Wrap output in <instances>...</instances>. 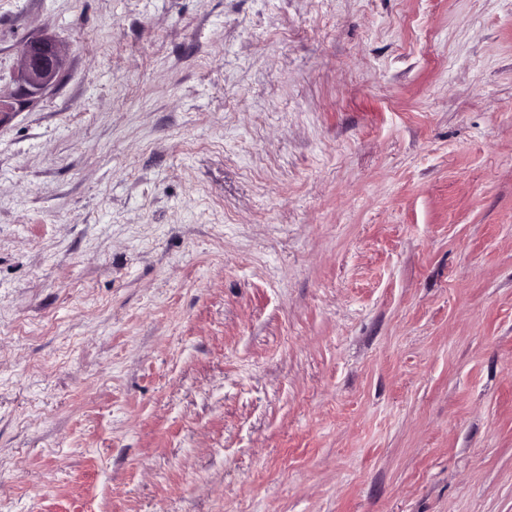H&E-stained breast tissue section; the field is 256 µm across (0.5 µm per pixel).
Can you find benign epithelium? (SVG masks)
<instances>
[{"mask_svg": "<svg viewBox=\"0 0 512 512\" xmlns=\"http://www.w3.org/2000/svg\"><path fill=\"white\" fill-rule=\"evenodd\" d=\"M66 60L65 46L48 35L28 39L20 53L16 80L18 95L10 100L0 95V117L13 111L19 103L55 86L61 77Z\"/></svg>", "mask_w": 512, "mask_h": 512, "instance_id": "benign-epithelium-1", "label": "benign epithelium"}]
</instances>
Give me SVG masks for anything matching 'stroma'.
<instances>
[{
  "label": "stroma",
  "mask_w": 512,
  "mask_h": 512,
  "mask_svg": "<svg viewBox=\"0 0 512 512\" xmlns=\"http://www.w3.org/2000/svg\"><path fill=\"white\" fill-rule=\"evenodd\" d=\"M0 512H512V0H0ZM65 60V46L52 36L36 35L28 39L18 61V95L14 98L17 102L0 94V120L4 114L13 111V104H20L55 86L60 80Z\"/></svg>",
  "instance_id": "obj_1"
}]
</instances>
